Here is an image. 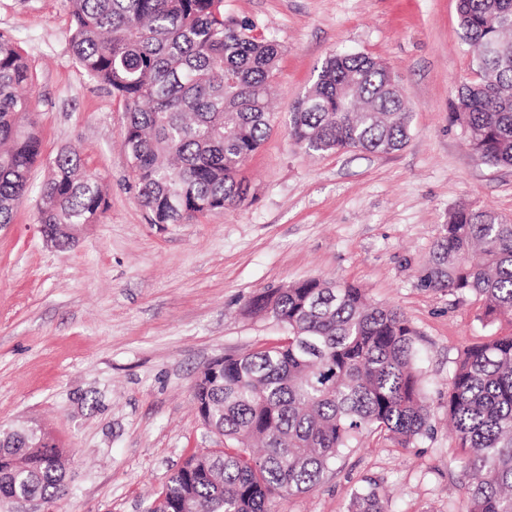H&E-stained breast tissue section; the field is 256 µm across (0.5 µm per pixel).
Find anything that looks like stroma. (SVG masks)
I'll return each mask as SVG.
<instances>
[{
  "label": "stroma",
  "mask_w": 512,
  "mask_h": 512,
  "mask_svg": "<svg viewBox=\"0 0 512 512\" xmlns=\"http://www.w3.org/2000/svg\"><path fill=\"white\" fill-rule=\"evenodd\" d=\"M224 9L283 47L273 128L242 169L245 201L153 224L130 186L123 104L74 62L65 0H0V32L34 75L42 156L31 184L73 150L107 200L68 251L45 243L34 192L0 224V426H41L62 450L68 492L54 512H145L195 449L223 445L193 401L201 372L278 334L245 315V301L309 278L346 282L416 329L431 437L418 448L362 438L315 490L275 499L273 512H347L367 479L389 512H459L448 378L460 348L512 324L484 325L481 299L427 290L418 278L454 208L512 221V167L477 161L452 117L475 69L457 0H224ZM341 51L375 57L397 76L413 115L402 149L313 156L289 141L293 102Z\"/></svg>",
  "instance_id": "obj_1"
}]
</instances>
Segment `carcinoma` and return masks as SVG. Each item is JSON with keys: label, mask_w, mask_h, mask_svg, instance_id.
Here are the masks:
<instances>
[{"label": "carcinoma", "mask_w": 512, "mask_h": 512, "mask_svg": "<svg viewBox=\"0 0 512 512\" xmlns=\"http://www.w3.org/2000/svg\"><path fill=\"white\" fill-rule=\"evenodd\" d=\"M69 49L126 112L122 138L135 198L152 224H186L245 200L240 168L267 139V103L282 47L224 0H66ZM477 78L457 90L454 119L472 155L512 167V0H458ZM27 60L0 33V224L29 192L40 137L22 88ZM398 80L360 53L327 57L288 113V138L324 155L389 153L410 136ZM37 223L58 247L96 224L107 202L99 178L64 150L38 189ZM426 290L485 302L482 322L512 324V222L490 209L448 214L419 279ZM244 313L282 335L196 381L193 400L224 438L168 478L146 512H271L272 499L313 491L348 448L377 433L415 448L431 431L417 364V331L402 312L346 283L311 278L267 288ZM464 471L462 512H512V335L464 346L448 380ZM53 506L66 492L61 450L42 430L0 439V500L17 491ZM348 512H388L369 481Z\"/></svg>", "instance_id": "obj_1"}]
</instances>
